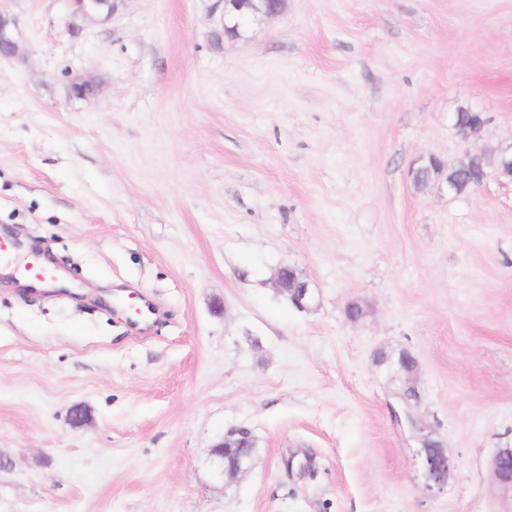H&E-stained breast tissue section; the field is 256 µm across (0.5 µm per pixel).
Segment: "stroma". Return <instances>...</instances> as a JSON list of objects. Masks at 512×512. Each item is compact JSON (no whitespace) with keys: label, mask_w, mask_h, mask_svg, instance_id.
I'll return each mask as SVG.
<instances>
[{"label":"stroma","mask_w":512,"mask_h":512,"mask_svg":"<svg viewBox=\"0 0 512 512\" xmlns=\"http://www.w3.org/2000/svg\"><path fill=\"white\" fill-rule=\"evenodd\" d=\"M211 7L124 0L73 35L68 0H0L22 48L0 62V229L81 294L0 274V512H512V181L411 177L512 144V0H286L219 50ZM117 288L155 302L147 331ZM403 349L411 424L378 363ZM239 427L255 453L224 480L211 449ZM425 430L454 460L437 494ZM68 78L66 89L71 98L80 100H90L97 97L99 93L98 82L90 76H72L67 73ZM435 160V156H429L426 159L421 160L419 163H422L418 167L413 166L411 169V176L414 184L416 186H420L421 183L425 187L429 186L432 183L438 182L440 185H446V190L449 193H454L453 185L448 182V173H450V176H453L457 181V191L462 192L461 194H465L467 192V184L469 182L468 176L465 174H462V169H460V165L456 163V169L451 172L448 171V164L445 162L440 163V168L436 167L433 162ZM424 175V179L422 180ZM458 195V194H455Z\"/></svg>","instance_id":"obj_1"}]
</instances>
